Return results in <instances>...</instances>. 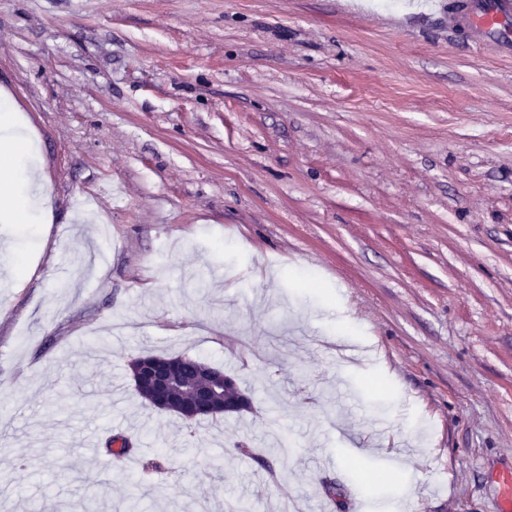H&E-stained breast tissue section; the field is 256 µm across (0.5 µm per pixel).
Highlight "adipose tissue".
I'll use <instances>...</instances> for the list:
<instances>
[{"instance_id":"adipose-tissue-1","label":"adipose tissue","mask_w":512,"mask_h":512,"mask_svg":"<svg viewBox=\"0 0 512 512\" xmlns=\"http://www.w3.org/2000/svg\"><path fill=\"white\" fill-rule=\"evenodd\" d=\"M13 114L0 115V222L19 224L28 212V200L17 184V164L26 153L24 142L4 135V128L14 123Z\"/></svg>"}]
</instances>
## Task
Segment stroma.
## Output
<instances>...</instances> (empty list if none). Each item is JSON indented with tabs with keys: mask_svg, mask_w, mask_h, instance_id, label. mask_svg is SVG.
Here are the masks:
<instances>
[{
	"mask_svg": "<svg viewBox=\"0 0 512 512\" xmlns=\"http://www.w3.org/2000/svg\"><path fill=\"white\" fill-rule=\"evenodd\" d=\"M452 2L0 0L43 176L0 223V512H498L512 51ZM133 349L250 410L144 403ZM128 357H130V361L133 360L131 362V364H129V366H128L129 370L131 372V375L133 373V370L135 368H137L142 361L158 360L159 358H173V357H180L184 360L183 364H182V371L184 374H186L188 376H193V377L197 376V375L204 376L205 371H208V372H211L214 374L216 373L212 370L211 367L207 366L208 364H206L196 358L187 357V356H183V355L163 357V356H157V355L144 354L140 351L133 350L129 354Z\"/></svg>",
	"mask_w": 512,
	"mask_h": 512,
	"instance_id": "35a3bbf8",
	"label": "stroma"
}]
</instances>
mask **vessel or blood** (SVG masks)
I'll list each match as a JSON object with an SVG mask.
<instances>
[{
	"instance_id": "b4317fda",
	"label": "vessel or blood",
	"mask_w": 512,
	"mask_h": 512,
	"mask_svg": "<svg viewBox=\"0 0 512 512\" xmlns=\"http://www.w3.org/2000/svg\"><path fill=\"white\" fill-rule=\"evenodd\" d=\"M448 25L470 29L476 47H512V0H490L486 8L479 10L472 0H455L448 13Z\"/></svg>"
}]
</instances>
